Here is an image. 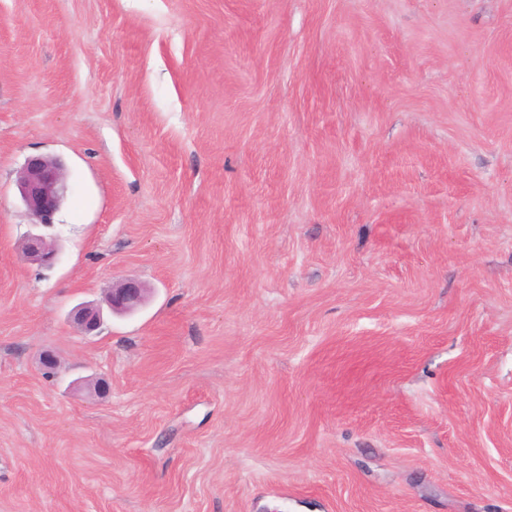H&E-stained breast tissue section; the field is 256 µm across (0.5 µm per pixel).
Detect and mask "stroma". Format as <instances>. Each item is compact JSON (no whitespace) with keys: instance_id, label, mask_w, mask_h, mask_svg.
<instances>
[{"instance_id":"35a3bbf8","label":"stroma","mask_w":512,"mask_h":512,"mask_svg":"<svg viewBox=\"0 0 512 512\" xmlns=\"http://www.w3.org/2000/svg\"><path fill=\"white\" fill-rule=\"evenodd\" d=\"M0 512H512V0H0ZM17 188L28 211L39 218L37 225L52 226L50 220L60 206L65 189L62 166L50 157H31L20 172ZM24 262L40 267H52L58 258L56 244L42 234H30L21 249ZM146 294V288L136 279L129 278L113 285L107 294L106 301L115 311H132L140 306ZM73 320L85 334L96 331L101 323L100 309L93 305H81L73 311Z\"/></svg>"}]
</instances>
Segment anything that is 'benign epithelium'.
I'll list each match as a JSON object with an SVG mask.
<instances>
[{"instance_id": "1", "label": "benign epithelium", "mask_w": 512, "mask_h": 512, "mask_svg": "<svg viewBox=\"0 0 512 512\" xmlns=\"http://www.w3.org/2000/svg\"><path fill=\"white\" fill-rule=\"evenodd\" d=\"M20 198L28 211L39 218L40 225L52 226L51 218L60 206L65 189L62 166L53 158L34 156L29 158L17 180ZM24 262L40 267L53 266L58 258L56 244L42 234L29 235L21 249ZM146 288L136 279L129 278L113 286L106 301L115 311H132L140 306ZM73 320L85 334L96 331L101 323L100 309L93 305H81L73 311Z\"/></svg>"}]
</instances>
